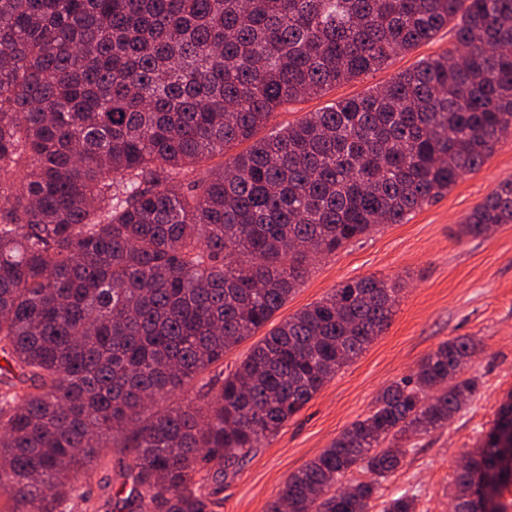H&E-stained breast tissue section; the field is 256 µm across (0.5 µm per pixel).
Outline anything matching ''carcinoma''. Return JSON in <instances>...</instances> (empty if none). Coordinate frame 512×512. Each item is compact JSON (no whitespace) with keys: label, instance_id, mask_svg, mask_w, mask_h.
<instances>
[{"label":"carcinoma","instance_id":"carcinoma-1","mask_svg":"<svg viewBox=\"0 0 512 512\" xmlns=\"http://www.w3.org/2000/svg\"><path fill=\"white\" fill-rule=\"evenodd\" d=\"M451 20L456 51L255 139L277 110ZM511 128L512 0H0V512L82 499L109 443L134 454L128 501L208 512L209 463L246 459L359 357L389 325L397 285H340L195 399L164 402L260 331L311 258L405 223ZM501 224L512 179L461 233ZM476 348L441 343L267 512H370L397 444L478 393L461 377ZM508 438L512 396L456 470L453 512H471L475 472L507 512ZM355 467L375 479L331 492ZM415 509L403 494L384 512Z\"/></svg>","mask_w":512,"mask_h":512}]
</instances>
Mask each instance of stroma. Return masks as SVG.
Wrapping results in <instances>:
<instances>
[{"label": "stroma", "instance_id": "1", "mask_svg": "<svg viewBox=\"0 0 512 512\" xmlns=\"http://www.w3.org/2000/svg\"><path fill=\"white\" fill-rule=\"evenodd\" d=\"M455 45L454 27H444L381 69L276 111L257 135L271 136L306 113L362 95ZM510 178L512 133L502 137L477 172L423 205L408 222L384 225L309 264L277 319L319 301L343 282L374 275L399 288L390 324L245 461L229 468L213 463L217 476L205 487L212 512H266L288 477L368 416L387 387L411 377L442 342L469 336L478 348L465 374L478 380L476 397L448 426L404 442L401 465L382 480L371 508L383 512L390 499L407 494L415 498L416 512H450L456 463L480 446L512 392V224L480 237L463 235L460 226ZM132 463L129 450L105 449L84 482V501L72 512H121L116 493L130 485Z\"/></svg>", "mask_w": 512, "mask_h": 512}]
</instances>
